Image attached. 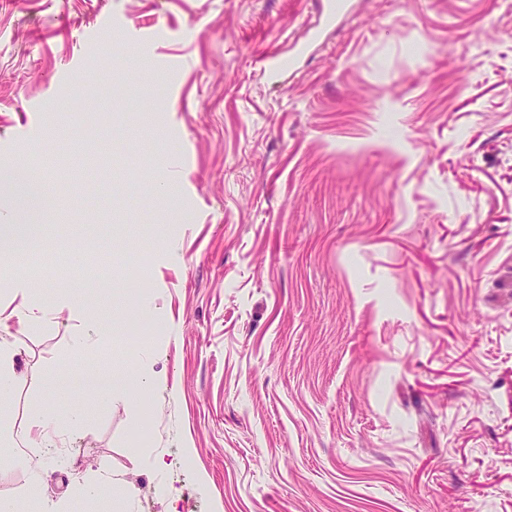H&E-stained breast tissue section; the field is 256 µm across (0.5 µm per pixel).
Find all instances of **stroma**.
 <instances>
[{
    "label": "stroma",
    "mask_w": 512,
    "mask_h": 512,
    "mask_svg": "<svg viewBox=\"0 0 512 512\" xmlns=\"http://www.w3.org/2000/svg\"><path fill=\"white\" fill-rule=\"evenodd\" d=\"M348 2L0 0V161L52 175L36 266L0 189V340L48 378L0 403V499L37 404L69 512L100 478L131 512H512V0ZM104 350L142 410L50 380ZM261 71L270 79L276 78L282 71L292 68L296 63V55L288 51H274L262 59Z\"/></svg>",
    "instance_id": "obj_1"
}]
</instances>
